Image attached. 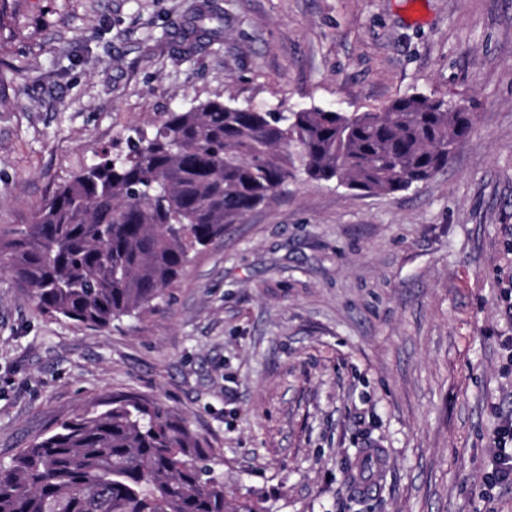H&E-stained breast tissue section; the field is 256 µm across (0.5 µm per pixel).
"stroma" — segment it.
Returning a JSON list of instances; mask_svg holds the SVG:
<instances>
[{
	"instance_id": "35a3bbf8",
	"label": "stroma",
	"mask_w": 512,
	"mask_h": 512,
	"mask_svg": "<svg viewBox=\"0 0 512 512\" xmlns=\"http://www.w3.org/2000/svg\"><path fill=\"white\" fill-rule=\"evenodd\" d=\"M201 7L224 27L198 44ZM412 94L475 114L447 166L377 194L297 172L109 330L44 315L0 269V464L135 396L218 456L228 512H512L486 483L512 410V0H0V232L164 113Z\"/></svg>"
}]
</instances>
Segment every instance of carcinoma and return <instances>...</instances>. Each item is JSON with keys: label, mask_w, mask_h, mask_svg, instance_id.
I'll return each mask as SVG.
<instances>
[{"label": "carcinoma", "mask_w": 512, "mask_h": 512, "mask_svg": "<svg viewBox=\"0 0 512 512\" xmlns=\"http://www.w3.org/2000/svg\"><path fill=\"white\" fill-rule=\"evenodd\" d=\"M224 17L197 11L192 29ZM473 115L421 94L382 112L284 114L209 100L173 111L57 186L0 235L5 268L39 310L106 330L156 307L192 252L294 177L406 190L448 163ZM211 450L160 402L112 401L59 423L0 466V512H226Z\"/></svg>", "instance_id": "obj_1"}]
</instances>
